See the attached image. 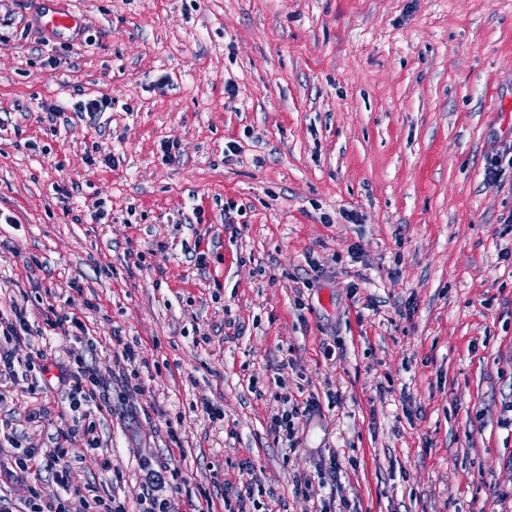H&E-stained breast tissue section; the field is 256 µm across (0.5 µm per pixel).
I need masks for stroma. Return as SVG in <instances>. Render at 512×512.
Here are the masks:
<instances>
[{"label":"stroma","instance_id":"1","mask_svg":"<svg viewBox=\"0 0 512 512\" xmlns=\"http://www.w3.org/2000/svg\"><path fill=\"white\" fill-rule=\"evenodd\" d=\"M70 4L74 42L38 30L36 0H0V303L35 325L58 306L94 340L16 351L93 356L109 388L78 483L132 502L179 467L174 512L204 489L225 512L254 476L259 512H318L323 489L295 480L335 453L350 512H512V167L484 179L512 156V0ZM99 91L111 111L77 118ZM117 331L147 361L140 392L112 365ZM280 376L321 404L292 445L267 430ZM25 385L0 384V420L49 447L74 414L26 422Z\"/></svg>","mask_w":512,"mask_h":512}]
</instances>
